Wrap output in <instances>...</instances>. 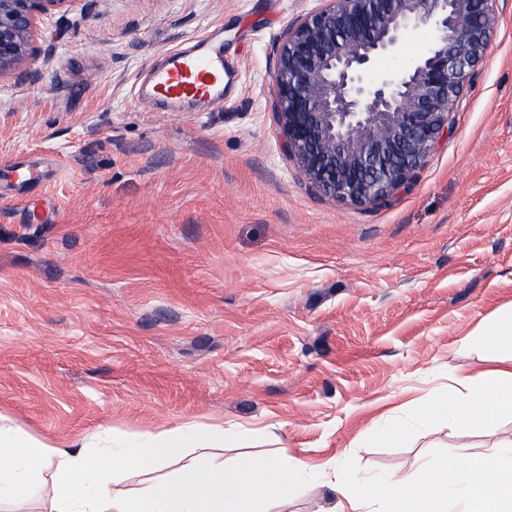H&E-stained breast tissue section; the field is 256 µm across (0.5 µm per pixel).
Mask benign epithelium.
<instances>
[{"mask_svg":"<svg viewBox=\"0 0 512 512\" xmlns=\"http://www.w3.org/2000/svg\"><path fill=\"white\" fill-rule=\"evenodd\" d=\"M64 0H0V77L30 68L37 20ZM288 25L272 75L281 147L321 194L379 206L453 132L489 55L495 0H323ZM420 29L429 40L381 69Z\"/></svg>","mask_w":512,"mask_h":512,"instance_id":"benign-epithelium-1","label":"benign epithelium"}]
</instances>
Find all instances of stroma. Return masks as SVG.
Wrapping results in <instances>:
<instances>
[{
    "instance_id": "obj_1",
    "label": "stroma",
    "mask_w": 512,
    "mask_h": 512,
    "mask_svg": "<svg viewBox=\"0 0 512 512\" xmlns=\"http://www.w3.org/2000/svg\"><path fill=\"white\" fill-rule=\"evenodd\" d=\"M320 0H63L38 80L0 78V426L65 446L207 424L201 464L287 454L320 472L288 512H333V460L415 478L512 420L368 442L430 389L512 359V0L454 132L380 207L319 194L280 147L272 74ZM221 30L237 77L211 110L142 104L163 51ZM478 336L490 349H512V312L489 317Z\"/></svg>"
}]
</instances>
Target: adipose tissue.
Masks as SVG:
<instances>
[{"mask_svg":"<svg viewBox=\"0 0 512 512\" xmlns=\"http://www.w3.org/2000/svg\"><path fill=\"white\" fill-rule=\"evenodd\" d=\"M506 417L512 419V367L473 376L460 397L429 392L417 419L466 429ZM198 437L195 428L182 427L145 433L131 448L86 442L75 450L0 430V501L24 495L33 477L48 472L44 512H283L313 480L304 464L257 458L205 468L189 463L142 492L114 493L122 470L153 472ZM337 477L339 512H512V449L476 457L462 447L426 461L414 480L395 473L364 478L344 464Z\"/></svg>","mask_w":512,"mask_h":512,"instance_id":"ef3b65f1","label":"adipose tissue"}]
</instances>
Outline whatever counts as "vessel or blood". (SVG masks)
<instances>
[{
  "instance_id": "1",
  "label": "vessel or blood",
  "mask_w": 512,
  "mask_h": 512,
  "mask_svg": "<svg viewBox=\"0 0 512 512\" xmlns=\"http://www.w3.org/2000/svg\"><path fill=\"white\" fill-rule=\"evenodd\" d=\"M232 80L223 50L210 48L202 40L190 49L165 52L151 72L149 98L154 102L196 100L219 105Z\"/></svg>"
}]
</instances>
